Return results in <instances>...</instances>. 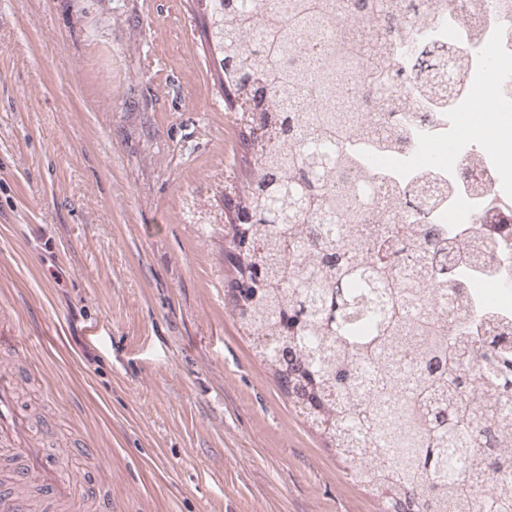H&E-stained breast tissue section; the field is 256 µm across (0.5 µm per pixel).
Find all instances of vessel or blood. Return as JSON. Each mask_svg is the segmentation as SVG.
Masks as SVG:
<instances>
[{
	"label": "vessel or blood",
	"instance_id": "vessel-or-blood-1",
	"mask_svg": "<svg viewBox=\"0 0 512 512\" xmlns=\"http://www.w3.org/2000/svg\"><path fill=\"white\" fill-rule=\"evenodd\" d=\"M15 385L0 378V455L19 461L15 479L18 483L38 484L45 499L55 505L72 501L77 492L73 479L58 470L55 458L44 453L30 431L24 416L14 407Z\"/></svg>",
	"mask_w": 512,
	"mask_h": 512
}]
</instances>
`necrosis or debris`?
Listing matches in <instances>:
<instances>
[{
    "label": "necrosis or debris",
    "mask_w": 512,
    "mask_h": 512,
    "mask_svg": "<svg viewBox=\"0 0 512 512\" xmlns=\"http://www.w3.org/2000/svg\"><path fill=\"white\" fill-rule=\"evenodd\" d=\"M433 17L418 23L421 36L459 45L471 63L468 93L455 111L435 113L432 123L409 135L401 151L370 153V165L409 184L422 171L435 169L451 180L461 154H470L483 189L475 196L450 201L436 216L463 236L490 225L498 243L512 244V47L501 37L498 18L483 8L482 0H430ZM478 301L502 317L512 318V261L487 264L478 272H465Z\"/></svg>",
    "instance_id": "1"
}]
</instances>
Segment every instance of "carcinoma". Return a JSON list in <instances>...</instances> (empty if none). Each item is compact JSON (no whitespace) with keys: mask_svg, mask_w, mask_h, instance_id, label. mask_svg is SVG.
<instances>
[{"mask_svg":"<svg viewBox=\"0 0 512 512\" xmlns=\"http://www.w3.org/2000/svg\"><path fill=\"white\" fill-rule=\"evenodd\" d=\"M224 107L245 135L241 189L224 195V305L281 393L382 496L386 512H512V320L474 309L448 254L483 261L429 218L431 172L408 188L363 167L376 146L467 92L459 47L386 45L424 0H206ZM369 79L348 87V61ZM437 96L408 112L398 87ZM413 253L429 279L398 275ZM447 295L458 313L429 309Z\"/></svg>","mask_w":512,"mask_h":512,"instance_id":"obj_1","label":"carcinoma"}]
</instances>
